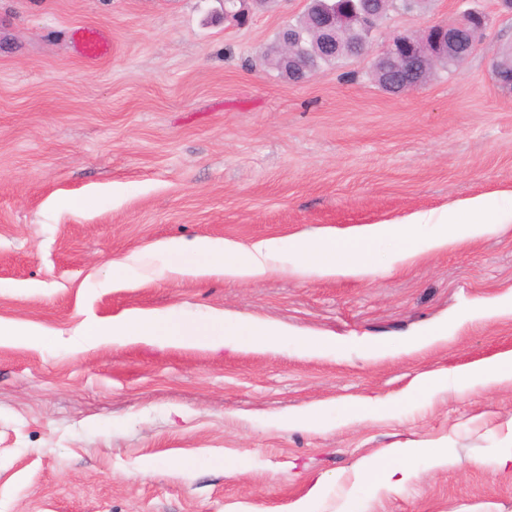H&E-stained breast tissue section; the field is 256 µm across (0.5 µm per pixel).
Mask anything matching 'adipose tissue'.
Listing matches in <instances>:
<instances>
[{
    "label": "adipose tissue",
    "instance_id": "1",
    "mask_svg": "<svg viewBox=\"0 0 512 512\" xmlns=\"http://www.w3.org/2000/svg\"><path fill=\"white\" fill-rule=\"evenodd\" d=\"M512 223V188L495 190L454 202L439 210L417 211L403 219L368 224L339 236L327 232L315 238H296L284 242L267 238L249 245L207 237L192 242L170 240L157 245L152 254L162 261V269L172 276L219 274L231 279L264 277L271 262L281 253L290 258L289 273L303 276L317 273L368 271L367 254L383 239L398 242L392 264L413 262L422 256L455 248L493 230L499 224ZM122 341L148 338L183 346H212L236 343L268 349L287 340L286 326L247 317L230 318L221 312L191 316L178 308L166 311H140L113 318L111 326L84 325L78 333V346L92 345L103 336ZM487 386L512 380V353L489 361L467 365L448 374L436 372L424 376L423 390L444 386L449 379Z\"/></svg>",
    "mask_w": 512,
    "mask_h": 512
}]
</instances>
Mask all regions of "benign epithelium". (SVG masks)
<instances>
[{
  "instance_id": "1",
  "label": "benign epithelium",
  "mask_w": 512,
  "mask_h": 512,
  "mask_svg": "<svg viewBox=\"0 0 512 512\" xmlns=\"http://www.w3.org/2000/svg\"><path fill=\"white\" fill-rule=\"evenodd\" d=\"M224 20L239 22L248 11V4L263 5L270 0H221ZM350 9L339 11L336 6H324L315 12L316 49L334 53L340 49L339 36L350 27L364 32L365 38L347 47L350 54L373 56V71L378 74L380 87L392 94L410 92L424 82L429 67L444 58L463 60L482 40L489 27V17L479 11H465L456 18L431 25L421 32L396 34L383 43L376 35L383 13L384 0H370L380 5L376 11L361 7L365 0H350ZM273 51L280 56L284 72L292 80L305 77L306 55L301 49V38L288 33Z\"/></svg>"
}]
</instances>
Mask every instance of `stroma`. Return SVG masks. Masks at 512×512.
I'll list each match as a JSON object with an SVG mask.
<instances>
[{
	"label": "stroma",
	"mask_w": 512,
	"mask_h": 512,
	"mask_svg": "<svg viewBox=\"0 0 512 512\" xmlns=\"http://www.w3.org/2000/svg\"><path fill=\"white\" fill-rule=\"evenodd\" d=\"M306 0L246 24L221 0H0V512H512V381L417 390L512 352V229L386 271L259 280L109 262L198 237L244 245L339 232L512 188V93L492 76L512 17L423 0L382 37L466 9L480 47L421 89H381L368 56L292 82L265 59ZM107 53L83 60L75 27ZM87 200L86 208L74 201ZM178 306L282 323L276 349L144 340L75 349L86 322ZM447 324L448 344L407 352ZM412 476L371 484L367 464ZM142 260L140 257H130L122 261H113L110 265L108 278L102 283L107 287L112 282V288L123 284L126 278L135 271L136 265ZM0 335L10 336L15 341L21 343L49 342L51 336H54L51 332L40 327H35L32 324L20 325L15 323L8 326L0 324ZM416 453V449L414 448H398L397 455L400 457V460L403 462L402 467L394 470H387L384 474V482L390 485H398L408 480L412 475V470L410 468L411 457ZM396 481L393 482L392 479L397 477Z\"/></svg>",
	"instance_id": "stroma-1"
}]
</instances>
